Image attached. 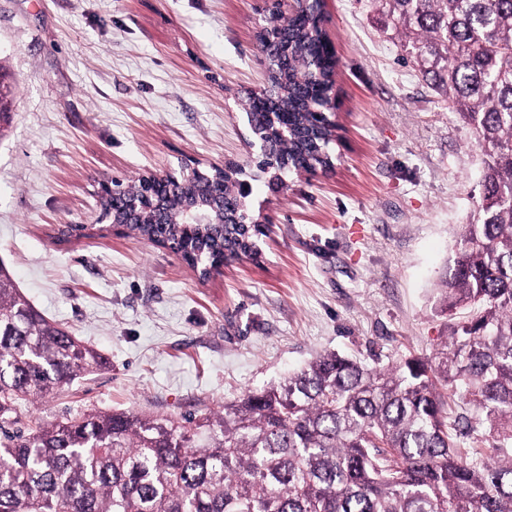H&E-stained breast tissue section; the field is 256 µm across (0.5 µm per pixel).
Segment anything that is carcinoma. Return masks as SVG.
<instances>
[{"instance_id": "1", "label": "carcinoma", "mask_w": 512, "mask_h": 512, "mask_svg": "<svg viewBox=\"0 0 512 512\" xmlns=\"http://www.w3.org/2000/svg\"><path fill=\"white\" fill-rule=\"evenodd\" d=\"M402 59L473 130L481 194L441 280L449 335L430 357L370 367L328 352L218 411L19 409L107 366L36 310L0 265V512H512V0H378ZM322 19L281 20L259 51L298 113L294 160L331 164L315 127L336 58ZM219 253L254 234L202 226Z\"/></svg>"}]
</instances>
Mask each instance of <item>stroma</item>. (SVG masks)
I'll use <instances>...</instances> for the list:
<instances>
[{
    "instance_id": "1",
    "label": "stroma",
    "mask_w": 512,
    "mask_h": 512,
    "mask_svg": "<svg viewBox=\"0 0 512 512\" xmlns=\"http://www.w3.org/2000/svg\"><path fill=\"white\" fill-rule=\"evenodd\" d=\"M262 5L0 0V264L109 360L24 415L217 410L326 351L384 367L448 335L438 286L480 194V151L402 60L375 0H326L333 164L282 189L252 181L248 204L272 225L254 258L203 281L153 242L95 231L104 180L189 156L248 169ZM68 224L90 231L60 237Z\"/></svg>"
}]
</instances>
